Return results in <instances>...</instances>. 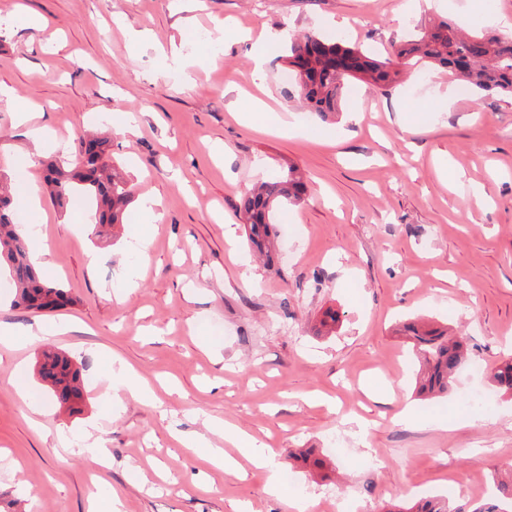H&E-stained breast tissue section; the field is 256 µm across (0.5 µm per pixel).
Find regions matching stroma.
I'll return each instance as SVG.
<instances>
[{
    "label": "stroma",
    "instance_id": "obj_1",
    "mask_svg": "<svg viewBox=\"0 0 512 512\" xmlns=\"http://www.w3.org/2000/svg\"><path fill=\"white\" fill-rule=\"evenodd\" d=\"M507 15L512 0H0V172L14 179L29 156L43 178L94 130L134 189L130 214L148 197L160 213L89 231L45 191L18 210L72 302L36 315L0 288L1 324L59 329L0 345V512H103L115 493L121 512H382L475 500L511 471L512 397L490 372L512 354V98L463 97L444 70L422 84L409 66L387 89L348 81L331 122L284 93L289 35L383 58L421 20L493 35ZM259 101L265 130L244 122ZM290 166L307 194L277 214L284 247L257 259L239 206ZM330 309L336 327L318 334ZM411 319L463 336L479 366L440 400L416 394ZM46 347L85 364L74 415L34 373ZM124 367L154 399L109 401ZM225 423L269 454L285 498L248 460L234 475L210 462ZM307 448L337 477L301 467Z\"/></svg>",
    "mask_w": 512,
    "mask_h": 512
}]
</instances>
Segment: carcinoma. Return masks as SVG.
Segmentation results:
<instances>
[{"label":"carcinoma","mask_w":512,"mask_h":512,"mask_svg":"<svg viewBox=\"0 0 512 512\" xmlns=\"http://www.w3.org/2000/svg\"><path fill=\"white\" fill-rule=\"evenodd\" d=\"M397 56L414 61L419 68L438 67L465 82L473 91H495L512 96V38L462 35L448 22L430 20L417 26V34L398 51ZM285 62L294 90L302 103L318 117L327 120L341 106L345 82L352 78L377 88L401 80L403 71L391 58H372L356 47L343 45L314 33L293 38ZM73 160L47 165L45 182L56 204L64 208L80 200L92 209L98 226L124 223L133 191L123 173L103 162L112 158L110 139L82 133L74 139ZM306 184L296 169L252 189L239 209L246 224L253 250L266 257L274 249L273 213L283 202L297 203ZM11 196L0 194V275L15 288L14 306L29 311L52 312L66 306L70 298L57 285L42 278L31 264L23 237L17 233ZM406 343L420 364L418 392L436 397L448 393L454 377L468 364L467 344L448 331L425 326L405 328ZM83 366L59 351L47 349L37 360V374L52 399L63 409L75 412L83 401ZM493 385L512 395V356L503 359L491 373ZM497 494L478 504L426 499L404 505L390 504L385 512H508L512 504V476L495 482Z\"/></svg>","instance_id":"1"}]
</instances>
